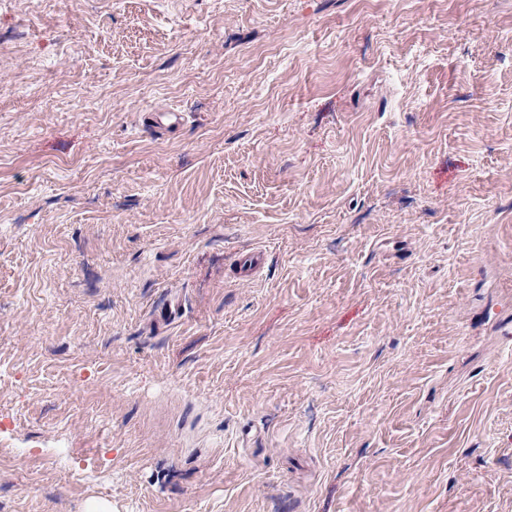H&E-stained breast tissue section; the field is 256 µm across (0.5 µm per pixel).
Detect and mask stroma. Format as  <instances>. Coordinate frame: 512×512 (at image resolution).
Instances as JSON below:
<instances>
[{
	"instance_id": "stroma-1",
	"label": "stroma",
	"mask_w": 512,
	"mask_h": 512,
	"mask_svg": "<svg viewBox=\"0 0 512 512\" xmlns=\"http://www.w3.org/2000/svg\"><path fill=\"white\" fill-rule=\"evenodd\" d=\"M95 503L512 512V0H0V512ZM266 252L262 248H253L242 253L235 264V275L251 277L256 275L264 266Z\"/></svg>"
}]
</instances>
